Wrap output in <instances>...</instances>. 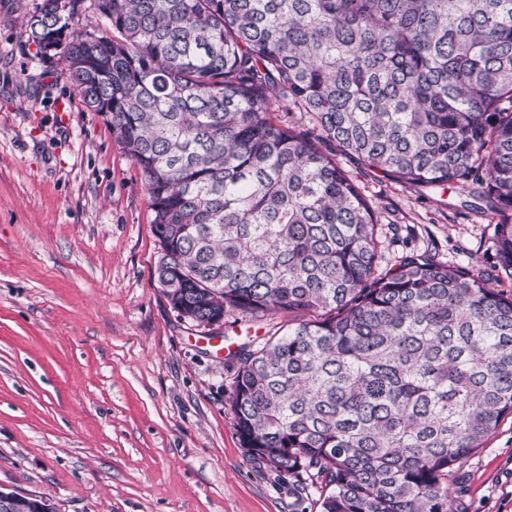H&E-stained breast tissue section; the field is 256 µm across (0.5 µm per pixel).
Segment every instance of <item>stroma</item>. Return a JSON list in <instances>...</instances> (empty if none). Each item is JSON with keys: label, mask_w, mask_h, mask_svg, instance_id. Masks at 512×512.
Here are the masks:
<instances>
[{"label": "stroma", "mask_w": 512, "mask_h": 512, "mask_svg": "<svg viewBox=\"0 0 512 512\" xmlns=\"http://www.w3.org/2000/svg\"><path fill=\"white\" fill-rule=\"evenodd\" d=\"M0 0V489L56 512H320L319 492L248 459L234 354L288 318H180L155 274L141 171L104 118L37 58ZM384 263L432 251L494 277L498 221L476 187L415 190L342 150ZM466 512H512V418L449 477Z\"/></svg>", "instance_id": "obj_1"}]
</instances>
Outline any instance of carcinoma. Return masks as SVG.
Wrapping results in <instances>:
<instances>
[{
    "mask_svg": "<svg viewBox=\"0 0 512 512\" xmlns=\"http://www.w3.org/2000/svg\"><path fill=\"white\" fill-rule=\"evenodd\" d=\"M22 26L141 170L172 306L290 317L235 353L246 455L320 512H462L448 475L512 416V293L427 252L381 267L329 148L478 186L512 280V0H41Z\"/></svg>",
    "mask_w": 512,
    "mask_h": 512,
    "instance_id": "cac0c4a2",
    "label": "carcinoma"
}]
</instances>
